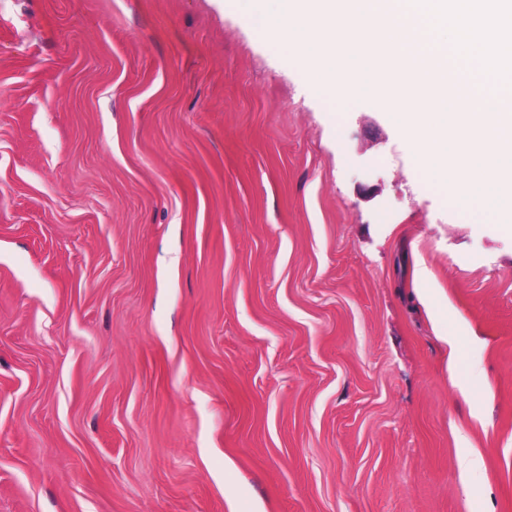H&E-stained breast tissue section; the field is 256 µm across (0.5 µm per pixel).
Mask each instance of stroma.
I'll list each match as a JSON object with an SVG mask.
<instances>
[{
    "label": "stroma",
    "instance_id": "obj_1",
    "mask_svg": "<svg viewBox=\"0 0 512 512\" xmlns=\"http://www.w3.org/2000/svg\"><path fill=\"white\" fill-rule=\"evenodd\" d=\"M0 512H512V233L238 0H0Z\"/></svg>",
    "mask_w": 512,
    "mask_h": 512
}]
</instances>
